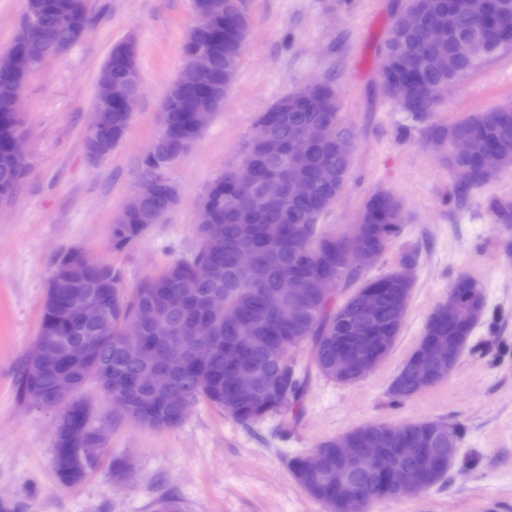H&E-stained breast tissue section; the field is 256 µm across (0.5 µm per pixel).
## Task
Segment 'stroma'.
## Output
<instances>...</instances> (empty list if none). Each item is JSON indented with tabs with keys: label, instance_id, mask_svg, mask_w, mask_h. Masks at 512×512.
Instances as JSON below:
<instances>
[{
	"label": "stroma",
	"instance_id": "35a3bbf8",
	"mask_svg": "<svg viewBox=\"0 0 512 512\" xmlns=\"http://www.w3.org/2000/svg\"><path fill=\"white\" fill-rule=\"evenodd\" d=\"M100 19L75 47L28 79L21 111L31 172L0 209V512H326L294 480L288 456L372 422L440 418L466 431L467 462L452 469L450 491L421 493L382 512H512V257L499 242L486 197L512 200V170L481 192L460 197L445 154L425 147L424 126L398 111L377 79L389 30L409 0H248L253 29L224 107L199 140L163 171L178 200L161 223L128 247L112 246L111 227L136 192L141 162L157 137L161 103L182 65L195 15L192 0H90ZM135 36L140 96L124 142L97 163L82 139L98 77L116 42ZM310 79L333 81L340 115L353 131L345 190L326 223L347 229L378 190L403 203L405 232L372 269L411 267L413 294L388 359L350 385L319 380L308 392L295 435L250 433L224 413L197 404L183 422L153 431L117 415L96 388L82 395L111 431L93 468L62 483L54 466L50 413L20 404L15 385L38 334L56 260L74 247L121 274L123 288L157 275L195 244L196 207L210 183L238 163L259 115ZM512 101V52L503 53L442 95L436 122L451 123ZM478 280L488 314L465 355L439 386L401 404L387 386L434 308L459 275ZM125 459L128 482L112 479Z\"/></svg>",
	"mask_w": 512,
	"mask_h": 512
}]
</instances>
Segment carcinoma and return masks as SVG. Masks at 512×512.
<instances>
[{"instance_id":"carcinoma-1","label":"carcinoma","mask_w":512,"mask_h":512,"mask_svg":"<svg viewBox=\"0 0 512 512\" xmlns=\"http://www.w3.org/2000/svg\"><path fill=\"white\" fill-rule=\"evenodd\" d=\"M210 0H193L194 13L202 18L196 32L186 33L215 52L213 70L197 87L175 91L181 111L167 113L172 135L193 144L202 130L192 124V114L202 107L212 112L224 106V95L234 82L248 37V20L240 8L228 5L222 23L211 27ZM423 17L443 32L430 42L422 30H397L391 45L392 63L381 85L389 82L410 86L411 98L394 100L398 109L418 121L438 110L430 92L437 86L455 83L500 53L512 51V0H412ZM24 13L37 17L48 35L45 42L29 43L24 26H19L13 45L0 55V150L14 131L23 125L7 108L21 102L27 79L10 76L13 56L28 52L65 53L82 41L84 28H92L97 16L87 0H25ZM466 38L472 43L467 55L459 54L455 43ZM112 79V101L104 106L112 132L129 127L130 118L119 111L118 101L131 88L125 73L104 62L100 75ZM305 97V105L278 111L290 99ZM308 131L311 140L299 155L284 150L292 138ZM352 132L341 121L336 85L328 81L318 96L304 95L298 88L278 98L257 121V133L245 145L242 163L255 169V197L239 200L233 193V169L211 183L222 190V203L211 209L208 223L218 224L221 234L214 238L207 226L196 227L198 247L168 264L164 270L142 281L132 292L120 287V274L93 258L78 259L76 251L58 260L53 275L68 276L84 288L105 295L111 304L108 320L84 327L62 316L47 289L40 331L36 342L55 351L44 364L27 359L18 382L19 399L31 406L39 393L54 402V374L66 353L59 342L77 336H91L99 358L112 364V385L98 384L103 393L120 396L130 415L140 425L165 430L178 426L185 413L175 405L192 407L204 403L250 428L267 419L286 434L294 429L301 402L315 376L350 384L358 378H342L336 371L339 355L356 359L369 354L379 337L388 336L386 354H391L407 316L413 282L399 279L393 270L376 277L348 262L321 263L326 252L343 251L349 232L321 223L336 194L345 188L352 157L336 153L335 139ZM457 139L469 142L463 157L448 155L452 172L463 178L462 185L476 190L485 184L481 160L493 153L502 170L512 169V104L505 103L475 112L445 124L434 122L426 129V145L435 150L452 148ZM270 173L284 182L307 178L314 196L300 199L291 192L276 200L263 196V183ZM25 175L0 163V186L16 192ZM174 185L158 197L145 201L142 209L125 215V223L112 225V246L122 249L161 221L175 205ZM492 221L503 235L504 251H512V201L498 197L486 200ZM401 201L388 192L371 194L362 205L352 231L365 246L384 257L404 229ZM247 244L254 265L239 272L236 252ZM379 290L377 308L364 314L358 307V289ZM224 294V312L214 314L207 298ZM448 294L457 299L453 309L441 302L431 313L417 343L400 364L387 388L395 403L405 402L438 385L434 374L448 366L423 353L424 344L434 339L444 344L452 360L458 362L476 350L473 334L486 316L483 288L469 275L458 276ZM166 321L185 346L197 342L193 326L211 328L216 353L204 368L192 365L174 371L171 381L158 389L147 387L143 378L156 351L166 337L154 333L155 323ZM241 373L255 377L257 386L241 394L235 383ZM464 430L443 419H421L404 424L369 423L317 445L322 467L315 477L311 497L327 512H344L345 500L359 499L363 512L380 509L399 500V494L382 491L384 477L356 466L336 452L338 448H379L398 467H413L424 475L423 491L450 487V473L458 460Z\"/></svg>"}]
</instances>
